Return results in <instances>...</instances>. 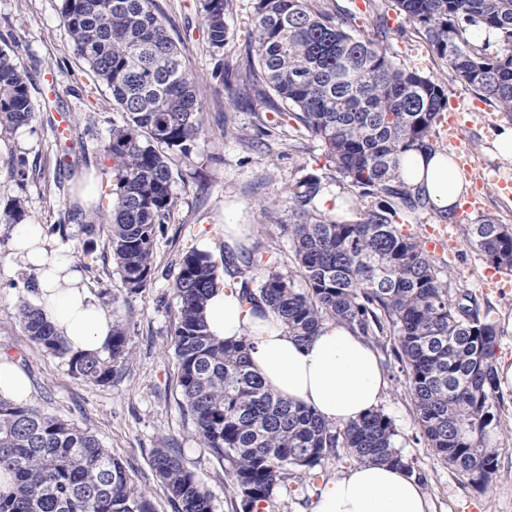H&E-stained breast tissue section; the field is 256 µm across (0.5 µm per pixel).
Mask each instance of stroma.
<instances>
[{"label": "stroma", "mask_w": 512, "mask_h": 512, "mask_svg": "<svg viewBox=\"0 0 512 512\" xmlns=\"http://www.w3.org/2000/svg\"><path fill=\"white\" fill-rule=\"evenodd\" d=\"M161 19L178 43L188 67L196 76L203 99V129L192 162L172 155V193L177 205L155 250L150 283L141 293H129L111 257L83 256L81 224L68 221L76 198V184L84 175L101 174L110 162L103 151L114 122L121 115L109 91L95 83L77 55L61 16V0H0V46L27 69L33 122L0 133V209L22 198L29 222L62 224L66 244L88 278V284L111 313L127 327L129 357L112 381L94 385L74 378L61 360L41 352L25 336L18 306L32 302L25 275L10 263L11 231L0 224V354L13 359L28 377L30 401L53 414L78 423L122 462L132 483L145 492L155 512H175L167 490L156 480L151 457L154 448L177 451L184 467L209 492L214 512H242L224 465L203 448L191 419L182 410L181 388L171 334L178 320V300L171 288L179 259L207 242L214 256L224 249V227L250 224V247L257 256L267 249L281 251L282 269L292 267L288 238L277 221L265 218L261 202L286 198L295 182L308 173L327 177V198L340 200L350 192L337 178L320 142L297 136L295 123L276 125L281 100L273 93L259 95L241 90L227 100L224 85L235 82L247 64L251 48L253 0H232L228 23L231 37L223 52L213 53L196 0H156ZM389 54L393 61L433 76L448 88L450 101H463L472 112L462 128L457 151L486 172L484 214L512 225V158L497 149L499 135L512 129V116L495 111L478 98L401 16L390 14ZM28 162V176L16 182L9 173L12 158ZM475 215L453 221L454 245L445 261L452 285L472 291L482 312L498 324L496 356L512 360V332L503 331L504 318L512 316V288L484 287L492 267L467 243L463 230ZM389 386L380 409L397 431L396 445L424 475L422 488L433 512H512V391L504 393L500 421L493 432L500 444L496 472L486 491L442 463L425 445L413 413L397 362L387 369ZM349 459L329 458L316 475L304 476L288 488L276 490L260 512H313L323 484L350 467Z\"/></svg>", "instance_id": "stroma-1"}]
</instances>
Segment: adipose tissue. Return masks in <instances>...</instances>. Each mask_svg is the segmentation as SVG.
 Here are the masks:
<instances>
[{"mask_svg": "<svg viewBox=\"0 0 512 512\" xmlns=\"http://www.w3.org/2000/svg\"><path fill=\"white\" fill-rule=\"evenodd\" d=\"M403 173L437 210L451 209L465 190L453 159L413 149ZM10 257L15 269L34 274L35 305L71 354H103L112 315L88 288L70 249L45 225H14ZM205 321L219 341L248 340L253 371L275 393L312 408L331 424L359 420L384 400L388 378L372 346L342 324L327 323L305 343L276 317L258 319L240 300V284L225 277L205 306ZM315 512H431L417 478L384 463L358 464L327 481Z\"/></svg>", "mask_w": 512, "mask_h": 512, "instance_id": "ef3b65f1", "label": "adipose tissue"}]
</instances>
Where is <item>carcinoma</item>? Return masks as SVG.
Masks as SVG:
<instances>
[{"label":"carcinoma","instance_id":"cac0c4a2","mask_svg":"<svg viewBox=\"0 0 512 512\" xmlns=\"http://www.w3.org/2000/svg\"><path fill=\"white\" fill-rule=\"evenodd\" d=\"M230 2L199 0L216 52L228 41ZM379 2L371 0L374 33L364 35L354 26L356 14L337 0H254L256 62L237 80L271 89L283 103L281 116L323 145L352 195L375 202L337 219L317 206L324 177H302L284 201L288 223L274 220L288 236L294 269L283 272L278 262L266 261L241 281V299L257 317L273 313L300 341L336 322L391 353L426 446L484 490L501 451L489 438L500 427L502 403L496 326L480 314L470 290L450 291L447 265L399 228L402 214L434 209L403 178L400 158L411 147L437 150L433 136L449 108L448 90L390 59V27ZM393 2L481 99L512 114V0ZM61 14L77 54L121 112L104 144L112 161V224L102 241L96 225L86 223L81 252L91 257L103 245L127 290L137 293L150 281L157 238L176 206L168 151L191 158L203 103L156 0H62ZM473 30L489 39L474 44ZM28 80L26 68L0 47L1 127L33 121ZM26 218L20 197L0 214L4 224ZM465 236L495 268L512 272L511 226L483 216ZM216 285L212 254L193 249L180 258L172 285L180 303L172 346L183 410L202 446L224 463L243 512L333 455L415 472L382 411L329 424L265 385L251 369L247 340L212 338L203 308ZM19 317L33 343L65 360L71 375L86 383L110 382L126 358L127 330L119 320L102 357L69 354L27 302ZM151 464L176 512H213L210 494L173 449H154ZM1 468L12 474L14 490L0 494V512H154L124 465L88 430L41 406L0 396Z\"/></svg>","mask_w":512,"mask_h":512}]
</instances>
